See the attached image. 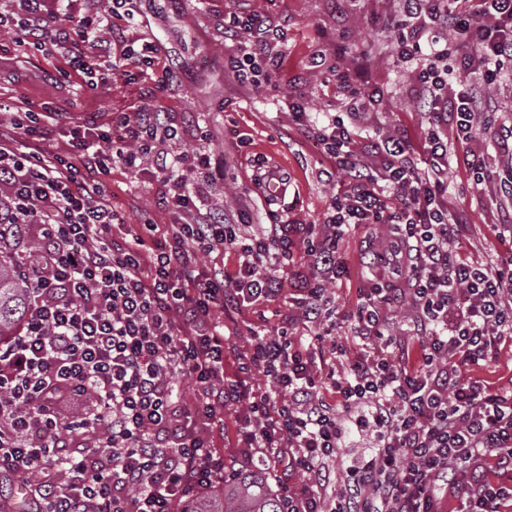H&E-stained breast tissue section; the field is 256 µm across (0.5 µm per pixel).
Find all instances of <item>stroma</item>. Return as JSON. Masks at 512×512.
Listing matches in <instances>:
<instances>
[{
  "mask_svg": "<svg viewBox=\"0 0 512 512\" xmlns=\"http://www.w3.org/2000/svg\"><path fill=\"white\" fill-rule=\"evenodd\" d=\"M246 2L249 9L280 25L285 34L283 69L276 86L263 93L245 90L224 73V55L233 46L224 36V12L236 0H138L129 31L162 41L152 71L119 67L108 83L92 90L80 76L68 73L66 58L34 49L18 54L10 35L0 33V104L10 107L24 99L38 107L49 102L60 111L91 117L100 124L107 123L114 111L163 107L171 122L185 129L184 137L172 144V152L203 149L214 162H226L225 184L216 192L225 211L247 207L254 224L272 223L283 212L301 224L323 223L346 179L328 175L329 163L320 147L294 124L283 106L286 97L302 95L316 117L344 116V97L325 74L311 69L312 56L328 51L327 37L340 29L366 46L371 79L385 93L375 122L363 131L367 138L379 131H400L421 141L426 117L416 104L418 89L394 64L390 41L372 25L370 15L336 6L334 0ZM165 68L174 76L162 82L158 75ZM271 171L285 185L283 197H270L254 184L255 178ZM109 186L112 208L121 218L114 235L125 236L149 220L174 223V215L159 204L158 182L116 165ZM448 202L467 225L457 247L462 259L486 262L512 250V241L496 234L504 212L493 186L476 187L464 167L450 165ZM389 237L387 226L359 224L350 227L340 241L348 273L331 290L337 314L352 311L359 288L381 278V268L368 260L371 254L386 251ZM292 288V281L284 280L276 300L217 314L227 346H243L249 329L278 325Z\"/></svg>",
  "mask_w": 512,
  "mask_h": 512,
  "instance_id": "1",
  "label": "stroma"
}]
</instances>
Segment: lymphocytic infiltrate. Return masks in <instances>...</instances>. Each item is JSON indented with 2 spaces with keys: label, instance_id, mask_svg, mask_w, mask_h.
I'll return each instance as SVG.
<instances>
[{
  "label": "lymphocytic infiltrate",
  "instance_id": "f902f5d3",
  "mask_svg": "<svg viewBox=\"0 0 512 512\" xmlns=\"http://www.w3.org/2000/svg\"><path fill=\"white\" fill-rule=\"evenodd\" d=\"M74 2L17 0L0 12V28L20 50L68 57L94 89L113 67L101 24L132 17L134 0H108L104 17ZM377 21L419 88L423 157L393 133L371 141L379 162L366 167L357 131L383 92L368 76L366 50L337 34L331 54L310 64L347 99L346 119L316 122L305 97L285 102L349 180L321 224L288 219L247 235V209L203 210L224 171L205 151L167 150L181 132L161 107L112 113L104 128L25 101L10 113L13 140L0 142V238L16 228L41 247L18 269L29 314L0 344V469L23 475L35 512H177L182 499L223 483L213 438L229 415L243 456L262 455L277 469L282 512H440L443 490L459 496L458 512H502L512 502V389L474 376L512 341V252L489 264L458 257L463 226L448 208L447 183L452 159L476 184L496 180L487 156L462 149L478 131L512 144L484 95L512 80V0H397ZM224 31L240 37L225 71L254 92L274 86L280 28L236 7L224 13ZM47 119L70 126V155L42 146ZM116 163L162 183L174 224L148 222L115 239L107 178ZM355 224L391 226L395 274L360 289L355 310L340 318L329 286L347 272L339 242ZM216 251L234 255L233 271L202 264ZM296 264L293 303L318 325L312 341L296 339L287 317L252 333L246 351L228 352L216 313L278 296ZM398 302L414 312L402 336L385 314ZM345 322L358 351L334 336ZM329 352L344 359L343 374L325 369ZM259 373L271 390L255 386ZM178 374L195 383L191 405L174 398ZM79 429L94 447H74ZM355 435L370 446L333 490L325 464Z\"/></svg>",
  "mask_w": 512,
  "mask_h": 512
}]
</instances>
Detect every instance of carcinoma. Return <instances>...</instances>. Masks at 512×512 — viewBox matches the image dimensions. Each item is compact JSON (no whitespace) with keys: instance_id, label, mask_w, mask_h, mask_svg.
<instances>
[{"instance_id":"1","label":"carcinoma","mask_w":512,"mask_h":512,"mask_svg":"<svg viewBox=\"0 0 512 512\" xmlns=\"http://www.w3.org/2000/svg\"><path fill=\"white\" fill-rule=\"evenodd\" d=\"M17 259L9 247H0V339L15 334L27 301ZM180 512H281V504L267 473L256 469L224 481L220 489L184 499Z\"/></svg>"}]
</instances>
